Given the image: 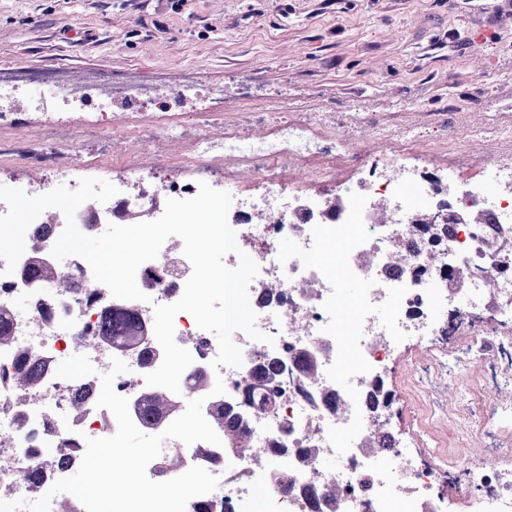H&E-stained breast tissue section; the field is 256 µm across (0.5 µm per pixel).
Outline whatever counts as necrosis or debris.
Masks as SVG:
<instances>
[{
  "mask_svg": "<svg viewBox=\"0 0 512 512\" xmlns=\"http://www.w3.org/2000/svg\"><path fill=\"white\" fill-rule=\"evenodd\" d=\"M216 90L193 84L169 87L144 103L138 89L104 95L83 90L79 102L92 109L96 123L121 126L126 140L141 141L146 130L129 122V113L152 108L174 113L163 138L182 143L178 156L143 160L112 143V166L119 192L107 202L79 206L75 223L85 235L102 234L108 225L158 219L170 199L194 197L200 183L229 192L228 223L238 253L227 254L228 267L246 253L258 265L248 287L256 327L264 340L235 333L242 350L240 367L214 370L216 336L200 329L192 315L174 319L176 343L193 357L184 371L177 412L200 398L191 389L196 373L222 379L225 401L247 420L244 445L266 448L264 466L247 455L229 465V446H211L210 458L194 457L192 446L166 440L159 459L147 467L155 477L163 460H174L172 476L199 466L216 476L217 488L205 501L224 512H253L254 492L263 489L266 512H325L311 492L315 470L329 468L338 494L336 512H441L437 491L456 472L439 464H415L374 414L376 392L386 391V369L396 345L409 336H456L458 329L484 332L483 313H497L512 324V122L489 120L474 127L464 112H427L421 119L386 121L374 112H322L269 99L254 110L251 95L224 102L220 112L205 111ZM380 143L377 152L352 149L363 134ZM503 144L502 156L484 151L486 137ZM452 155L469 172L466 188L423 165L430 155ZM456 222H449V215ZM340 252L337 274L316 256L325 245ZM0 259V312L12 321L13 340L0 345V373L13 371L18 354L37 350L47 370L41 395L16 407L11 387L0 384V485L8 501L35 500L27 483L32 449L59 447L62 438L78 444L115 434L117 422L106 409L88 403L73 414L71 400L87 382L110 372L118 350L107 345L81 347L76 337L97 334L102 312L115 305L110 291L89 301L95 286L90 265L67 260L73 288L25 287L7 273ZM475 270L458 282L453 274ZM192 265L182 250L164 243L155 260L136 275L146 300L132 301L146 327L154 325V307L178 301ZM356 287V309L341 320L336 309L347 287ZM310 352L318 375L309 397L296 395L285 380L266 412L253 411L246 394L264 361L293 365ZM80 371L64 375L60 365ZM381 445L369 447L370 438ZM315 449L305 458L304 449ZM493 459L466 471L476 512H512V445L492 451Z\"/></svg>",
  "mask_w": 512,
  "mask_h": 512,
  "instance_id": "1",
  "label": "necrosis or debris"
}]
</instances>
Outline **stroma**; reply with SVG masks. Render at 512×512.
Here are the masks:
<instances>
[{
    "label": "stroma",
    "mask_w": 512,
    "mask_h": 512,
    "mask_svg": "<svg viewBox=\"0 0 512 512\" xmlns=\"http://www.w3.org/2000/svg\"><path fill=\"white\" fill-rule=\"evenodd\" d=\"M0 72L17 98L0 139L41 142L47 119L28 101L32 80L111 93L113 79L146 87L185 83L256 94H301L306 108L339 103L382 115L469 112L512 118V7L506 0H0ZM438 341L414 336L389 363V429L425 456L464 468L489 456L495 403L511 397L487 382L492 354L457 380L480 402V434L449 447L461 424L448 397Z\"/></svg>",
    "instance_id": "obj_1"
}]
</instances>
